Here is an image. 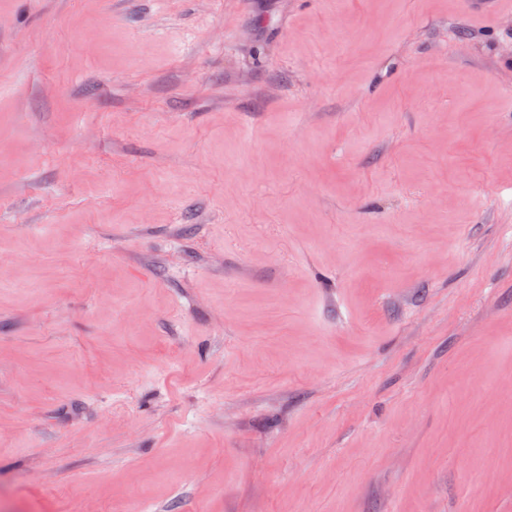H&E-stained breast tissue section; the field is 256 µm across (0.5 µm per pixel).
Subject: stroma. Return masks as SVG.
Returning <instances> with one entry per match:
<instances>
[{
    "instance_id": "1",
    "label": "stroma",
    "mask_w": 512,
    "mask_h": 512,
    "mask_svg": "<svg viewBox=\"0 0 512 512\" xmlns=\"http://www.w3.org/2000/svg\"><path fill=\"white\" fill-rule=\"evenodd\" d=\"M0 14V512H512V15Z\"/></svg>"
}]
</instances>
